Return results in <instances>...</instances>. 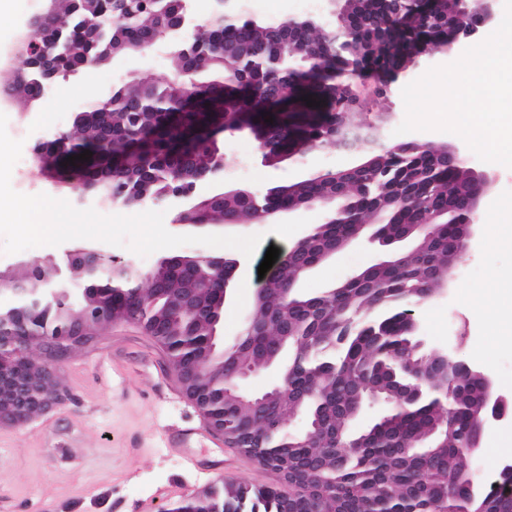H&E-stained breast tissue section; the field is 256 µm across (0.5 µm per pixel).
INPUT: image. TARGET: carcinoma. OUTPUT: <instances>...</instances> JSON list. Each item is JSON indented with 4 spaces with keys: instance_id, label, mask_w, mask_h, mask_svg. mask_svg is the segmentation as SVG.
Listing matches in <instances>:
<instances>
[{
    "instance_id": "1",
    "label": "carcinoma",
    "mask_w": 512,
    "mask_h": 512,
    "mask_svg": "<svg viewBox=\"0 0 512 512\" xmlns=\"http://www.w3.org/2000/svg\"><path fill=\"white\" fill-rule=\"evenodd\" d=\"M52 19L37 26L38 53L23 54V66L0 83V98L19 109H34L45 99L49 83L43 70L31 67L40 58L55 80L107 65L118 56H139L155 45L166 51L170 75L157 84L134 77L101 99L89 101L74 115L72 129L33 147L37 162L53 160L59 188L70 187L75 200L137 207L169 201L192 185L222 173L216 144L203 136L211 128L251 131L256 147L265 136L278 137L273 148L291 158L336 139L341 128L350 136L361 161L338 178L306 176L281 183L249 200L226 198L224 191L180 206L181 224H222L228 215L241 223L256 221L271 209H296L332 194L354 212L353 222L320 224L296 255L277 270L288 298L278 292L254 305L240 339L224 350V361L198 380L194 393L209 410L224 411V424L245 449L262 447L276 462L313 465L310 486L288 498L278 486H223L192 508L198 512H512V496L482 492L471 485L472 460L467 444L486 408L483 382L452 360L449 372L436 376L423 394L399 402L396 387L409 383L417 366L398 358L411 340L404 323L410 307L428 298L431 272L448 274V253L460 215L448 190L471 186V171L448 167L417 143L373 152L368 136L355 124L351 84L367 75L390 78L408 70L429 45L449 40L457 0H425L403 21L393 23L378 0H343L334 24L348 31L336 41L334 29L320 34L312 18L278 22L254 19L235 9L214 8L203 24L163 32L158 20L175 9L174 0H132L130 11L113 32L112 0H52ZM278 82L289 97L259 103L240 113L239 94L247 89L262 97ZM320 102L309 107L306 97ZM273 121H268V118ZM89 151V160L66 158ZM420 198L425 208L447 212L448 223L432 224L413 242L402 270L387 259L370 264L326 292L308 295L297 285L320 256L359 237L377 212L385 243L402 241L410 224L422 223V210L401 203L404 194ZM185 266L158 261L142 270L100 256L99 277L91 280L78 267L50 280L41 260L30 259L21 271L0 273V322L8 330L35 340L64 336L85 299L19 303L13 288H70L82 282L112 301V316L134 317L157 333L168 356L193 364L211 348L220 322L214 315L219 294L199 284L215 275L212 264L185 254ZM290 351L288 388L253 395L270 411L257 415L224 391V372L232 367L258 368ZM368 401H380L387 413L369 429L355 434L350 422ZM301 414L305 428L290 433L279 427ZM348 447L337 448L336 443Z\"/></svg>"
}]
</instances>
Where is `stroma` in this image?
Here are the masks:
<instances>
[{"instance_id": "stroma-1", "label": "stroma", "mask_w": 512, "mask_h": 512, "mask_svg": "<svg viewBox=\"0 0 512 512\" xmlns=\"http://www.w3.org/2000/svg\"><path fill=\"white\" fill-rule=\"evenodd\" d=\"M42 0H17L14 11L0 17V66L17 68L19 34ZM261 19L314 16L333 22L326 0H255L250 8ZM467 41L452 50L435 52L399 74L388 91L376 93L373 81L358 82V119L377 125L381 141L393 145L418 141L457 146L471 170L487 162L465 148L459 136L440 131L398 133L405 119L402 88L429 68L457 60ZM169 74L164 50L149 59L118 57L109 65L84 70L60 82L42 105L18 112L0 102V143L7 145L0 161V199L12 213L0 223V269L21 260L61 258L75 244H91L102 253L147 269L165 256L187 252L234 254L241 267L224 306L221 334L233 344L248 318L261 282L258 267L268 247H284L300 239L307 225L323 223L321 211L300 210L284 224L178 226L176 206L159 208L79 205L56 188L35 166L18 167L20 154L36 142L71 126L74 112L92 98L132 76L161 82ZM24 138H17V130ZM226 161L227 183L265 190L292 182L318 168H343L349 153L328 143L302 158L265 166L256 158L249 133H226L217 141ZM498 177L481 196L477 234L463 262L449 278L447 294L415 306L414 317L427 347H460L474 368L491 376L499 392L512 396V331L501 329L480 302H501L503 285L512 282V245L502 242L496 224L497 206L512 199V168L495 164ZM35 193L41 203L62 214L66 222L53 233L37 231L19 200L20 188ZM380 245L354 243L318 266L300 284L304 292L321 293L329 285L373 263ZM64 401L17 426L0 423V512H164L187 495L211 487L216 479L253 487L280 483V476L262 468L217 436L205 435L197 448L200 471L182 466L179 452L164 447L165 429L202 424L203 418L186 398L171 370L165 350L135 324L121 323L75 347L58 366ZM512 461V419L495 423L483 437L472 464L482 478H495L503 461Z\"/></svg>"}]
</instances>
